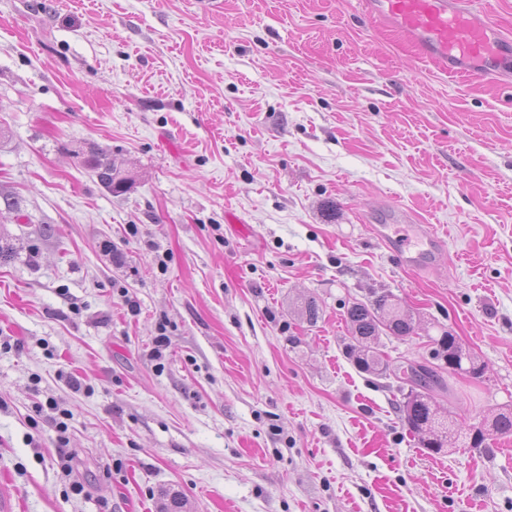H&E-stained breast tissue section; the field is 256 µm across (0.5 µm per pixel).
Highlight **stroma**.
<instances>
[{
  "label": "stroma",
  "instance_id": "obj_1",
  "mask_svg": "<svg viewBox=\"0 0 512 512\" xmlns=\"http://www.w3.org/2000/svg\"><path fill=\"white\" fill-rule=\"evenodd\" d=\"M98 152L122 192L83 165ZM3 197L16 512H159L173 492L186 512H512V435L491 427L512 408L511 88L414 60L358 0H0ZM396 208L445 239L430 267L372 236ZM383 291L420 327L383 338L392 369L437 367L444 330L484 367L443 376L442 453L398 381L347 356L348 305Z\"/></svg>",
  "mask_w": 512,
  "mask_h": 512
}]
</instances>
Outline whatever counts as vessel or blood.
<instances>
[{
  "mask_svg": "<svg viewBox=\"0 0 512 512\" xmlns=\"http://www.w3.org/2000/svg\"><path fill=\"white\" fill-rule=\"evenodd\" d=\"M364 13L400 33L416 57L456 79L502 82L512 77V35L496 27L478 0H360ZM405 211L388 223L372 225L400 266L418 269L432 264L446 244L432 229L418 231L416 243L394 235L392 227L407 223Z\"/></svg>",
  "mask_w": 512,
  "mask_h": 512,
  "instance_id": "b4317fda",
  "label": "vessel or blood"
}]
</instances>
